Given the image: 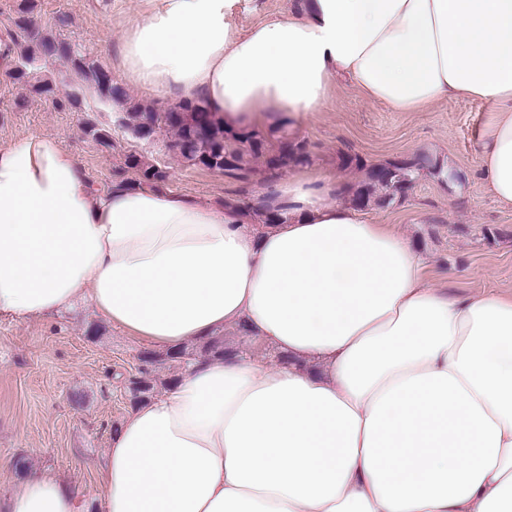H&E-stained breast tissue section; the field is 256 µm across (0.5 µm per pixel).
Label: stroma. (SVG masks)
Segmentation results:
<instances>
[{"instance_id":"1","label":"stroma","mask_w":512,"mask_h":512,"mask_svg":"<svg viewBox=\"0 0 512 512\" xmlns=\"http://www.w3.org/2000/svg\"><path fill=\"white\" fill-rule=\"evenodd\" d=\"M143 9V0H36L46 32L90 47L111 72L127 27ZM61 14L68 18L62 28L56 24ZM82 94L88 109L76 112L29 86L0 81V142L24 132L59 136L95 187L110 185L119 175L136 179V172L124 167L133 152L167 172L166 189L205 203L251 204L293 173L289 167L269 170L259 159L234 175L191 165L170 150V134L136 138L119 125L117 108L99 102L92 89ZM491 112L490 104L470 99L394 112L337 82L321 110L310 113L293 134L310 151L312 169L349 185L362 174L341 167L343 154L379 164L425 153L457 172V182L423 178L403 201L366 213L426 254L432 282L449 296L464 297L512 290V207L486 191L478 168L481 132ZM91 124L108 130V143L87 133ZM145 349L83 304L32 321L0 317L1 496L20 491L26 473L52 470L85 500L97 501V474L107 461L111 433L133 406L126 380Z\"/></svg>"}]
</instances>
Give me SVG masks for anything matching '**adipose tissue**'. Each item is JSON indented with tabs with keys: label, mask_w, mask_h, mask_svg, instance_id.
Returning a JSON list of instances; mask_svg holds the SVG:
<instances>
[{
	"label": "adipose tissue",
	"mask_w": 512,
	"mask_h": 512,
	"mask_svg": "<svg viewBox=\"0 0 512 512\" xmlns=\"http://www.w3.org/2000/svg\"><path fill=\"white\" fill-rule=\"evenodd\" d=\"M237 0H149L121 76L204 100L226 128L302 121L333 80L421 112L495 109L485 188L512 207V0H298L239 32ZM307 171L287 220L115 181L90 186L60 139L0 145V315L85 300L160 349L246 328L284 357L189 366L133 407L98 474V512H512V292L449 297L392 226ZM30 473L0 512H84Z\"/></svg>",
	"instance_id": "adipose-tissue-1"
}]
</instances>
